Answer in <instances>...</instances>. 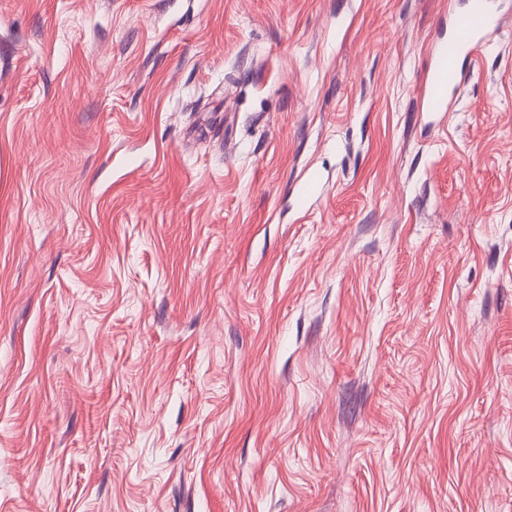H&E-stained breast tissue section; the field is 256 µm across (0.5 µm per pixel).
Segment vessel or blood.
I'll return each instance as SVG.
<instances>
[{"label":"vessel or blood","mask_w":512,"mask_h":512,"mask_svg":"<svg viewBox=\"0 0 512 512\" xmlns=\"http://www.w3.org/2000/svg\"><path fill=\"white\" fill-rule=\"evenodd\" d=\"M502 24L495 0H465L449 18L447 34L435 41L423 95L430 111L444 112L448 99L468 79L460 60L474 57L488 45Z\"/></svg>","instance_id":"b4317fda"}]
</instances>
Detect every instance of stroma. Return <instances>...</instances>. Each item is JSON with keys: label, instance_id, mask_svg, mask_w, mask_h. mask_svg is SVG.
I'll return each mask as SVG.
<instances>
[{"label": "stroma", "instance_id": "1", "mask_svg": "<svg viewBox=\"0 0 512 512\" xmlns=\"http://www.w3.org/2000/svg\"><path fill=\"white\" fill-rule=\"evenodd\" d=\"M458 2L0 0V512H512V0L434 114Z\"/></svg>", "mask_w": 512, "mask_h": 512}]
</instances>
